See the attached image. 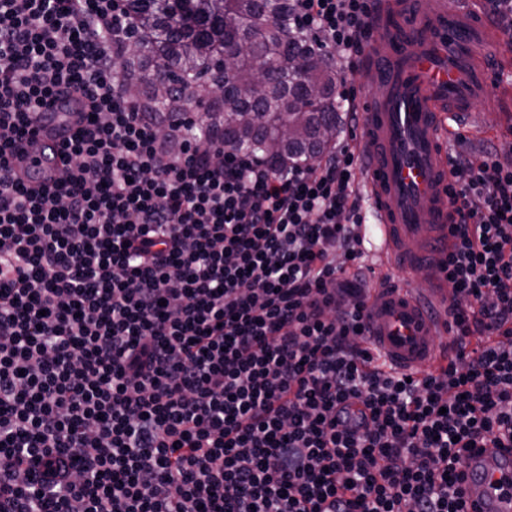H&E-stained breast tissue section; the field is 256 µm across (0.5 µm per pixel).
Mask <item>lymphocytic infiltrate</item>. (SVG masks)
Listing matches in <instances>:
<instances>
[{
  "instance_id": "obj_1",
  "label": "lymphocytic infiltrate",
  "mask_w": 512,
  "mask_h": 512,
  "mask_svg": "<svg viewBox=\"0 0 512 512\" xmlns=\"http://www.w3.org/2000/svg\"><path fill=\"white\" fill-rule=\"evenodd\" d=\"M349 126L370 0H289ZM127 0H0V512H465L512 448V162L454 157L443 270L459 343L406 378L367 346V148L285 169L160 119L117 74ZM53 182L11 158L48 101ZM76 116L57 103L42 112L34 124L33 137L39 149L31 154L27 166L37 164L35 170L57 171L62 156L57 152L75 129ZM459 486L469 512H511L512 448H486L468 458Z\"/></svg>"
}]
</instances>
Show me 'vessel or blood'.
<instances>
[{
  "instance_id": "obj_1",
  "label": "vessel or blood",
  "mask_w": 512,
  "mask_h": 512,
  "mask_svg": "<svg viewBox=\"0 0 512 512\" xmlns=\"http://www.w3.org/2000/svg\"><path fill=\"white\" fill-rule=\"evenodd\" d=\"M375 36L382 51L367 47L361 68L375 85L359 101L368 146L361 193L373 226L362 229V249L379 269L397 268L402 281L373 292L369 345L387 366L417 376L438 370L452 356L448 286L437 268L451 244L448 141L470 136L491 111L496 66L512 58L492 53L511 38L487 15L483 0H375ZM76 117L61 105L34 124L38 169L62 165L60 147ZM426 276L427 290L413 280ZM459 486L469 512H512V448H488L468 458Z\"/></svg>"
}]
</instances>
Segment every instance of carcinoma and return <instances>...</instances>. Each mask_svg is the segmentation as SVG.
<instances>
[{
  "label": "carcinoma",
  "instance_id": "1",
  "mask_svg": "<svg viewBox=\"0 0 512 512\" xmlns=\"http://www.w3.org/2000/svg\"><path fill=\"white\" fill-rule=\"evenodd\" d=\"M138 20L119 76L149 108L203 105L201 130L279 166L321 156L336 140V69L291 32L288 0H127ZM306 68L315 86L297 80Z\"/></svg>",
  "mask_w": 512,
  "mask_h": 512
}]
</instances>
